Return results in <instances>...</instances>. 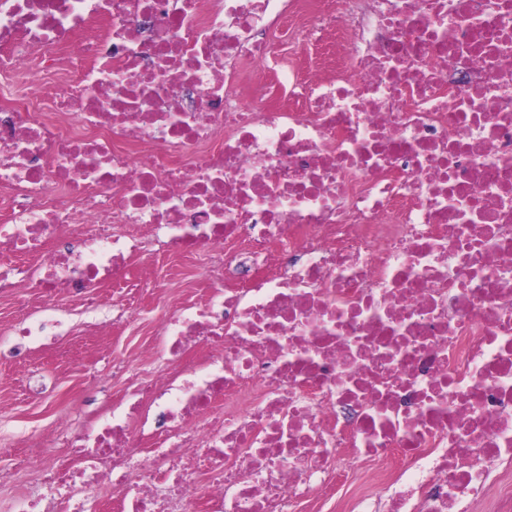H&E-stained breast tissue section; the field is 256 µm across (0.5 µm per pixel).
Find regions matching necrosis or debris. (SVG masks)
Segmentation results:
<instances>
[{"instance_id": "1", "label": "necrosis or debris", "mask_w": 512, "mask_h": 512, "mask_svg": "<svg viewBox=\"0 0 512 512\" xmlns=\"http://www.w3.org/2000/svg\"><path fill=\"white\" fill-rule=\"evenodd\" d=\"M0 78L14 344L207 285L7 512H512V0H0Z\"/></svg>"}]
</instances>
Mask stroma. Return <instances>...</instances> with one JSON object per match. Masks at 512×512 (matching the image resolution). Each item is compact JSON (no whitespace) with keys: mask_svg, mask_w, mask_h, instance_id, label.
<instances>
[{"mask_svg":"<svg viewBox=\"0 0 512 512\" xmlns=\"http://www.w3.org/2000/svg\"><path fill=\"white\" fill-rule=\"evenodd\" d=\"M157 265L162 275L157 288L144 294L129 320L112 324V289H101V307L91 314L81 300L64 294L56 301L65 318L58 347L19 354L10 344L0 345L1 500L22 496L35 486L37 463L49 455L40 437L57 418L86 423L121 395L124 385L112 379L113 361H124L143 376L160 373L158 364L141 355L158 333L159 316L171 297L190 291L199 296L203 290L195 267L182 258L161 254ZM102 321L111 324L103 339L92 334L94 324ZM21 453L33 465L18 474L14 468Z\"/></svg>","mask_w":512,"mask_h":512,"instance_id":"35a3bbf8","label":"stroma"}]
</instances>
